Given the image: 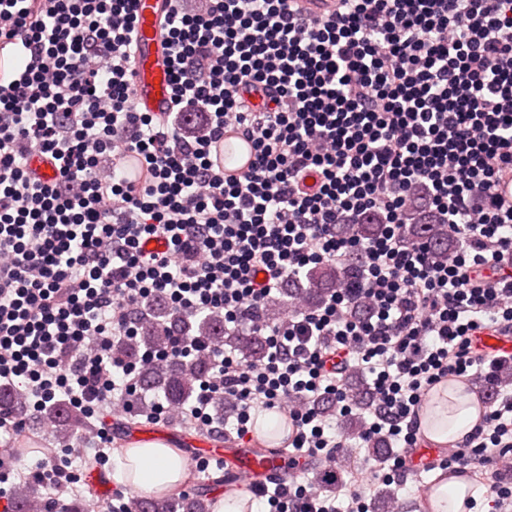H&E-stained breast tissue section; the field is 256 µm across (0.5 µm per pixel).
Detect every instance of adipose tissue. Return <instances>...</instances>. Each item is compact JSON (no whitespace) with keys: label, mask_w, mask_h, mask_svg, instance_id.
Returning a JSON list of instances; mask_svg holds the SVG:
<instances>
[{"label":"adipose tissue","mask_w":512,"mask_h":512,"mask_svg":"<svg viewBox=\"0 0 512 512\" xmlns=\"http://www.w3.org/2000/svg\"><path fill=\"white\" fill-rule=\"evenodd\" d=\"M478 419L477 409L463 387L455 382L438 387L429 398L421 425L425 437L436 444L457 441L470 432ZM186 473L183 457L163 443H147L117 456L112 468L114 483L134 491L172 487Z\"/></svg>","instance_id":"obj_1"}]
</instances>
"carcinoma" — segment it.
Wrapping results in <instances>:
<instances>
[{
    "label": "carcinoma",
    "mask_w": 512,
    "mask_h": 512,
    "mask_svg": "<svg viewBox=\"0 0 512 512\" xmlns=\"http://www.w3.org/2000/svg\"><path fill=\"white\" fill-rule=\"evenodd\" d=\"M404 241L431 244L433 257L441 261L448 255L451 238L448 225L437 224L428 214L421 197L413 199L408 207ZM381 230L378 220L370 215L354 218L349 224L336 225L341 236L360 238L374 237ZM355 262L347 265L323 263L309 269L304 280H288L280 295L271 297L264 306V316L273 320L284 310L287 300L302 296L310 311L318 308L336 288L353 279ZM178 336L196 338L209 344L227 345L237 351L247 363L263 361L266 353L264 340L257 335H245L224 326V316L219 313L184 316L174 312L161 300L153 301L145 308L137 332L112 342V354L120 359L141 363L137 378L140 390L139 412L149 416L154 413L157 398L172 408L190 401L196 391L197 379L204 377L210 361L203 355L186 358L169 354L161 363L143 361L148 351H166ZM346 401L356 413L338 411L336 399L324 396L315 400L317 410L324 416L336 415L343 424L346 437H356L367 428L365 414L374 407L370 385L360 376L352 375L346 383ZM27 408L25 390L15 385L0 386V411L22 412ZM39 424L57 440L70 448L79 446L84 430L79 410L66 403H53L39 413ZM40 498V484L36 480L22 481L13 491V512H28V505ZM212 502L204 496L172 498L164 493L134 496L125 504V512H211Z\"/></svg>",
    "instance_id": "carcinoma-1"
}]
</instances>
